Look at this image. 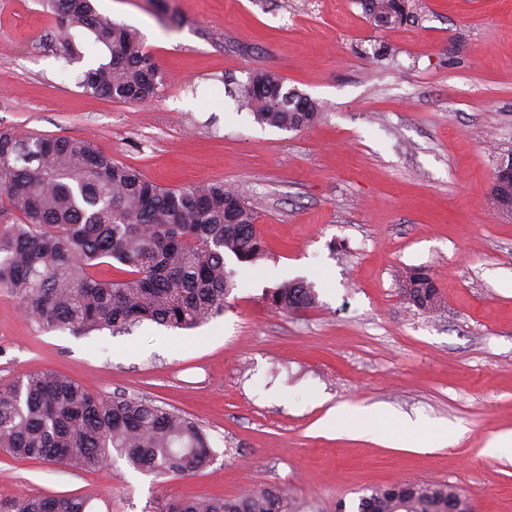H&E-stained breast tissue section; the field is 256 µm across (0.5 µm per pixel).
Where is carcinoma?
Returning a JSON list of instances; mask_svg holds the SVG:
<instances>
[{
	"label": "carcinoma",
	"instance_id": "1",
	"mask_svg": "<svg viewBox=\"0 0 512 512\" xmlns=\"http://www.w3.org/2000/svg\"><path fill=\"white\" fill-rule=\"evenodd\" d=\"M408 0H364L382 25L408 15ZM62 18V57L83 64L78 88L116 102L146 101L162 76L135 29L99 12L95 0H42ZM256 123L300 131L320 120L318 104L284 89L260 70L228 91ZM243 194L222 182L162 188L115 161L89 138L0 131V291L19 299L42 331L90 335L145 321L191 330L224 313L235 288L226 256L255 264L269 257ZM117 263L119 277L99 278ZM407 302L431 312L438 287L421 269L401 273ZM271 307L294 313L316 303L305 281L265 293ZM0 450L85 471L120 458L140 472L176 476L209 461L203 428L190 417L139 396H97L53 371L23 374L0 390ZM286 497L263 486L235 499H175L163 512H283ZM74 496L24 495L0 512H87ZM358 512H471L467 498L444 483L377 486Z\"/></svg>",
	"mask_w": 512,
	"mask_h": 512
}]
</instances>
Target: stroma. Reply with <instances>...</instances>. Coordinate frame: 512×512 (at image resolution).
I'll use <instances>...</instances> for the list:
<instances>
[{"instance_id": "1", "label": "stroma", "mask_w": 512, "mask_h": 512, "mask_svg": "<svg viewBox=\"0 0 512 512\" xmlns=\"http://www.w3.org/2000/svg\"><path fill=\"white\" fill-rule=\"evenodd\" d=\"M137 29L163 83L145 102L85 95L56 56L39 0H0V131L89 137L160 186L237 187L270 259L228 260L221 316L189 331L41 332L0 291V390L63 373L97 395H139L196 419L212 456L158 477L116 460L74 469L0 451V501L85 498L89 512H161L169 499L286 493L287 512H356L396 482L457 487L473 512H512V216L492 201L512 157V0H410L380 25L359 0H97ZM257 70L314 99L313 127L286 131L237 111L226 81ZM442 292L424 313L400 270ZM302 279L316 304L283 314L265 289ZM356 410L322 430L336 405ZM461 428L411 448L402 421Z\"/></svg>"}]
</instances>
